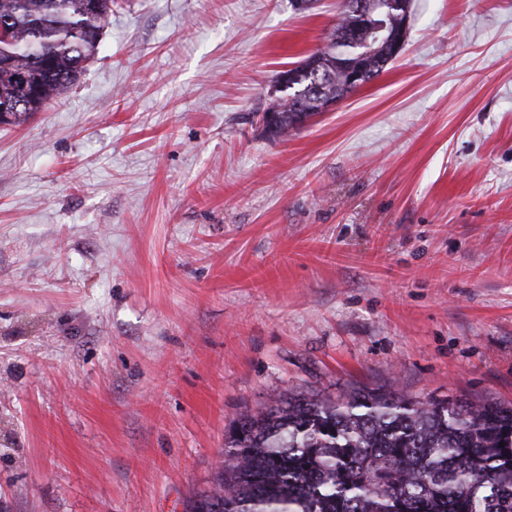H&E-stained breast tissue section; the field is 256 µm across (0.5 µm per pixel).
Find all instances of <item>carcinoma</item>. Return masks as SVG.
<instances>
[{
    "label": "carcinoma",
    "mask_w": 512,
    "mask_h": 512,
    "mask_svg": "<svg viewBox=\"0 0 512 512\" xmlns=\"http://www.w3.org/2000/svg\"><path fill=\"white\" fill-rule=\"evenodd\" d=\"M0 0V103L20 124L65 94L98 53L115 0ZM412 0H382L387 35L406 27ZM340 12L327 44L297 67L288 96L271 97L276 138L354 90L346 67L379 75L382 44L349 41ZM224 460L185 512H512V405L420 401L399 392L337 399L288 395L244 413Z\"/></svg>",
    "instance_id": "1"
}]
</instances>
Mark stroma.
Here are the masks:
<instances>
[{
	"mask_svg": "<svg viewBox=\"0 0 512 512\" xmlns=\"http://www.w3.org/2000/svg\"><path fill=\"white\" fill-rule=\"evenodd\" d=\"M341 0H118L0 126V512H185L239 414L512 403V0H413L384 72L256 112Z\"/></svg>",
	"mask_w": 512,
	"mask_h": 512,
	"instance_id": "1",
	"label": "stroma"
}]
</instances>
